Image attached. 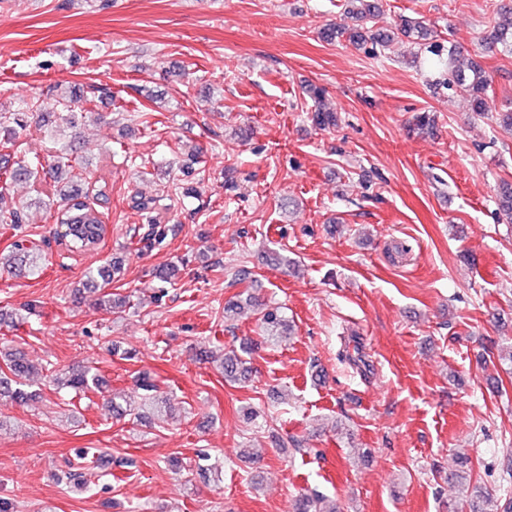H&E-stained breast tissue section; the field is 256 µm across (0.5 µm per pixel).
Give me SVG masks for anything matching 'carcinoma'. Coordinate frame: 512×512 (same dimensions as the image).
<instances>
[{"label":"carcinoma","instance_id":"1","mask_svg":"<svg viewBox=\"0 0 512 512\" xmlns=\"http://www.w3.org/2000/svg\"><path fill=\"white\" fill-rule=\"evenodd\" d=\"M343 15L352 21V24L338 25L323 32V38L332 41L337 37H344L352 44L365 50L369 55L380 54L399 41H407L413 45L415 51L411 55V63L419 60V51L427 49L436 57L432 66L438 70L442 77L440 84L461 93L471 110L478 115L491 111L488 90L490 78L484 67L477 61H465L456 49L448 48V54H443L441 45L432 41V31L425 21L417 18L403 19L388 29L377 26L380 14L378 0H344ZM485 45L492 48L502 47V51L512 55V6L499 7L494 11L490 30L484 36ZM312 101V122L319 128H330L338 123L337 112L324 104V90L312 86L308 90ZM24 127L20 113L0 112V130L11 139H16V128ZM74 170L71 159V147L67 144L51 140V150L44 162H32L26 158L19 159L15 166L6 173V181L26 179L40 184L55 182L59 175ZM106 199V192L98 190L95 193L75 192L64 199V203L56 213V223L67 228L65 237L68 238L69 250H85L96 246L104 236L105 225L100 203ZM496 205L498 213L512 223V182H502L497 190ZM134 208L140 213L142 224L137 228V243L150 247L164 238L165 230L161 227L159 217L160 199L139 198L135 200ZM25 223L23 210L18 207H0V226L7 227L16 232H22ZM40 256V248L26 247L17 241L13 244L12 268L22 269L29 264V271L35 272L37 266L32 264ZM121 262H110L89 274L90 279L98 278L108 284L120 273ZM261 340L241 349V352L228 350L224 352L223 370L224 379L237 381L244 375L246 358L255 353L262 345L279 343L289 335L290 325L282 318L276 308H264L260 311ZM53 386L57 390L82 392L88 388L99 385V376L90 369L68 371L55 367L49 363L42 367ZM36 372V367L25 357L22 350L15 348L10 351H0V385L4 383V374L10 375L14 382L13 399L24 403L37 396V392L30 389L29 382ZM140 389L145 391L144 404L149 406L157 417L170 416L168 403L154 395L156 385L143 378L139 383ZM452 479L457 484L458 499L452 512H486L482 509L480 496L469 492L470 484L467 478L453 474ZM294 512H340L332 505H326V498L317 494H303L295 502Z\"/></svg>","mask_w":512,"mask_h":512}]
</instances>
